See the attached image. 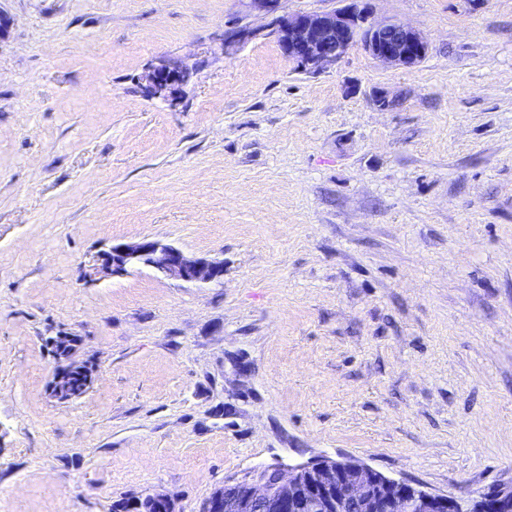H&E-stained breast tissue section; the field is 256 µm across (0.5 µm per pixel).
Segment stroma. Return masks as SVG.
<instances>
[{
	"mask_svg": "<svg viewBox=\"0 0 512 512\" xmlns=\"http://www.w3.org/2000/svg\"><path fill=\"white\" fill-rule=\"evenodd\" d=\"M368 7L426 58L224 54L267 24L246 0H0V512H201L321 456L512 482V0ZM163 58L195 71L174 102L136 86ZM146 237L223 279L97 272ZM60 333L95 368L68 402Z\"/></svg>",
	"mask_w": 512,
	"mask_h": 512,
	"instance_id": "obj_1",
	"label": "stroma"
}]
</instances>
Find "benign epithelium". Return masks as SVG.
I'll return each mask as SVG.
<instances>
[{"label":"benign epithelium","instance_id":"obj_1","mask_svg":"<svg viewBox=\"0 0 512 512\" xmlns=\"http://www.w3.org/2000/svg\"><path fill=\"white\" fill-rule=\"evenodd\" d=\"M249 6L268 18L265 29L243 27L224 36V53L231 54L261 35H275L283 50L304 71L319 72L339 62L359 44L373 58L410 68L424 60L429 43L421 31L397 22L372 19L366 0H348L339 9L314 14L281 13L282 0H248ZM193 78V70L161 59L140 76L144 95L174 102ZM98 271L113 276L137 266L190 283H211L224 276V262L191 257L181 249L145 238L135 243L113 244L97 256ZM49 344L65 355L50 384L55 398L72 388L84 392L94 369L73 360V343L56 336ZM512 512V484L496 486L489 495L478 494L462 508L454 497L432 494L390 479L361 463L322 460L298 468L286 477L280 471L263 469L247 479L246 493H218L206 504V512Z\"/></svg>","mask_w":512,"mask_h":512}]
</instances>
